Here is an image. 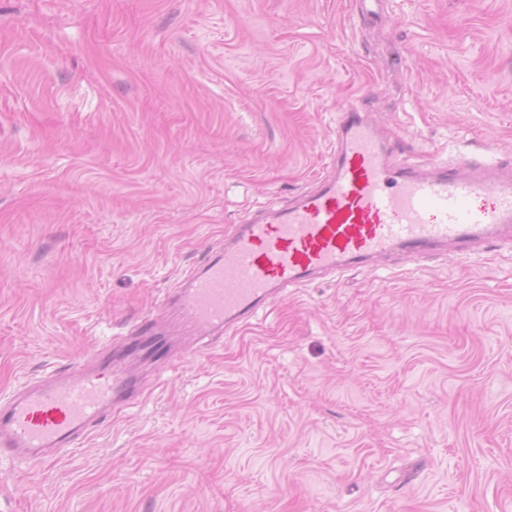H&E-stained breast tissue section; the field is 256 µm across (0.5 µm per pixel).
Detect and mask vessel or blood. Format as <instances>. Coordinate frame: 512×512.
I'll return each instance as SVG.
<instances>
[{
    "mask_svg": "<svg viewBox=\"0 0 512 512\" xmlns=\"http://www.w3.org/2000/svg\"><path fill=\"white\" fill-rule=\"evenodd\" d=\"M336 136L318 186L288 206L249 214L226 253L190 274L178 295L188 323L211 329L245 321L284 288L396 249L422 255L447 243L467 260L512 227L511 178L469 176L475 163L467 158L430 175L390 166L383 142L354 108L343 112ZM133 397L130 380L109 364L47 375L0 406V446L44 462L78 444L106 408Z\"/></svg>",
    "mask_w": 512,
    "mask_h": 512,
    "instance_id": "1",
    "label": "vessel or blood"
}]
</instances>
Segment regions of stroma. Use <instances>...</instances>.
Returning a JSON list of instances; mask_svg holds the SVG:
<instances>
[{"instance_id": "1", "label": "stroma", "mask_w": 512, "mask_h": 512, "mask_svg": "<svg viewBox=\"0 0 512 512\" xmlns=\"http://www.w3.org/2000/svg\"><path fill=\"white\" fill-rule=\"evenodd\" d=\"M390 159L512 162V0H0V403L158 317L182 362L0 512H512V243L402 251L223 332L167 298L312 189L340 114Z\"/></svg>"}]
</instances>
